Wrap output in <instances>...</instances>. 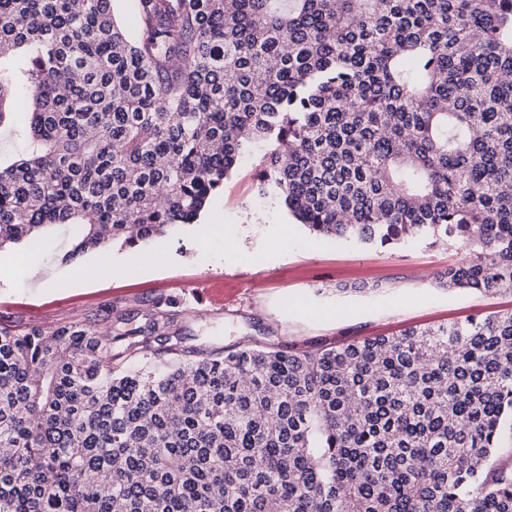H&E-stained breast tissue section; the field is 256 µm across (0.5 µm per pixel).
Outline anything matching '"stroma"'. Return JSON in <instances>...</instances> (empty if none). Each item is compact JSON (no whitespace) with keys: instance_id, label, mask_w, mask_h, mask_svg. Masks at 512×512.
Here are the masks:
<instances>
[{"instance_id":"35a3bbf8","label":"stroma","mask_w":512,"mask_h":512,"mask_svg":"<svg viewBox=\"0 0 512 512\" xmlns=\"http://www.w3.org/2000/svg\"><path fill=\"white\" fill-rule=\"evenodd\" d=\"M262 155L258 148L240 162L196 223L141 243V265L131 266L127 248L106 247L112 268L94 284L71 281L63 236L39 242L42 286L19 277L20 249H0V326L119 318L142 325L174 299L181 315L157 345L198 356L241 342L312 349L512 310V295L440 285L455 249L419 241L362 247L308 234L279 201L258 195ZM197 282L208 300L194 291Z\"/></svg>"}]
</instances>
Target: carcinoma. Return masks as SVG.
<instances>
[{
    "instance_id": "carcinoma-1",
    "label": "carcinoma",
    "mask_w": 512,
    "mask_h": 512,
    "mask_svg": "<svg viewBox=\"0 0 512 512\" xmlns=\"http://www.w3.org/2000/svg\"><path fill=\"white\" fill-rule=\"evenodd\" d=\"M0 0V248L71 256L258 195L311 234L462 251L512 294V0ZM78 80L59 92L65 76ZM145 328H0V512H512V310L313 350L157 364Z\"/></svg>"
}]
</instances>
